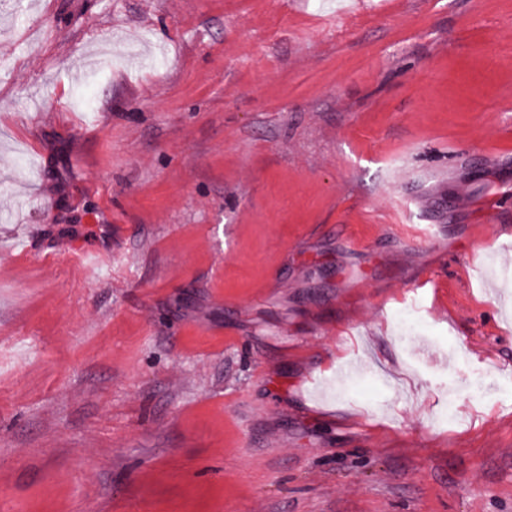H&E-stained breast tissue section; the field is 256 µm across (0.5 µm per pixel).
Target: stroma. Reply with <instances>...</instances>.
Masks as SVG:
<instances>
[{
    "label": "stroma",
    "mask_w": 512,
    "mask_h": 512,
    "mask_svg": "<svg viewBox=\"0 0 512 512\" xmlns=\"http://www.w3.org/2000/svg\"><path fill=\"white\" fill-rule=\"evenodd\" d=\"M0 512H512V0H0Z\"/></svg>",
    "instance_id": "35a3bbf8"
}]
</instances>
